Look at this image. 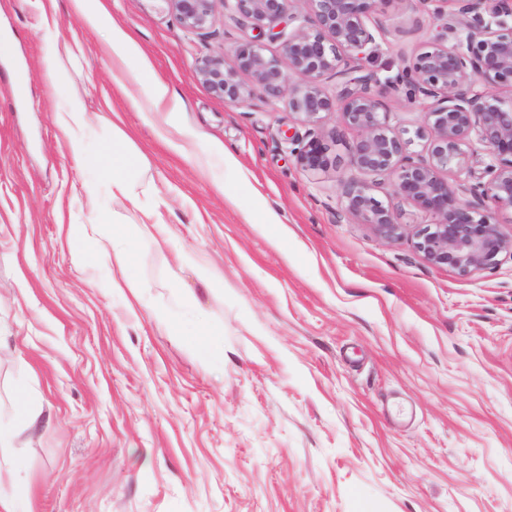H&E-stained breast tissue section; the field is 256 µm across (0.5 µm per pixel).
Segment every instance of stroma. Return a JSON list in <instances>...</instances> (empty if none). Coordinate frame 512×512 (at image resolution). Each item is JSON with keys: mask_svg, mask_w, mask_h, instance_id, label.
<instances>
[{"mask_svg": "<svg viewBox=\"0 0 512 512\" xmlns=\"http://www.w3.org/2000/svg\"><path fill=\"white\" fill-rule=\"evenodd\" d=\"M133 40L106 51L72 0H0V422L18 391L41 412L0 465L22 470V512H512V259L471 276L430 265L412 229L429 215L393 202L409 233L382 239L342 212L357 130L336 133L335 168H297L280 104L236 106L198 79L197 58L251 38L249 24L186 30L165 0H99ZM366 69L441 22L388 0ZM62 78L49 82L50 46ZM182 103L149 110L134 73ZM95 118L82 151L54 122L69 100ZM125 134L131 184L165 227L138 240L132 287L98 250L83 183ZM268 208L276 224H254ZM205 258L207 288L175 260ZM224 334L198 349L202 323ZM108 50L112 58L120 63H126L132 54V45L128 36L120 29L112 27L108 40Z\"/></svg>", "mask_w": 512, "mask_h": 512, "instance_id": "35a3bbf8", "label": "stroma"}]
</instances>
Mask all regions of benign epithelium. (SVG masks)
Segmentation results:
<instances>
[{
  "label": "benign epithelium",
  "instance_id": "obj_1",
  "mask_svg": "<svg viewBox=\"0 0 512 512\" xmlns=\"http://www.w3.org/2000/svg\"><path fill=\"white\" fill-rule=\"evenodd\" d=\"M219 1L234 19L251 22L257 34L233 49L231 67L222 55L198 59L197 76L230 104L244 105L258 93L283 104L307 128L303 137L290 136L303 172L336 166V133L324 131L331 117L360 131L348 153L351 175L342 182L345 216L372 225L387 241L401 239L405 225L393 205L360 179L390 176L398 198L433 218L413 234L429 264L468 276L512 257V236L490 211L512 209V95L501 94L512 91V0H418L447 22L383 81L360 60L376 43L368 21L384 0H166L181 25L199 34L216 23ZM299 1L303 12L295 10ZM266 36L280 42L279 54L265 53ZM241 73L250 83L240 80ZM293 74L303 82L291 83ZM327 82L335 93L326 90ZM386 94L410 104L428 101L415 131L391 125ZM427 134L425 154L411 152ZM472 140L493 159L484 170L487 180L453 186L445 173L469 167Z\"/></svg>",
  "mask_w": 512,
  "mask_h": 512
}]
</instances>
